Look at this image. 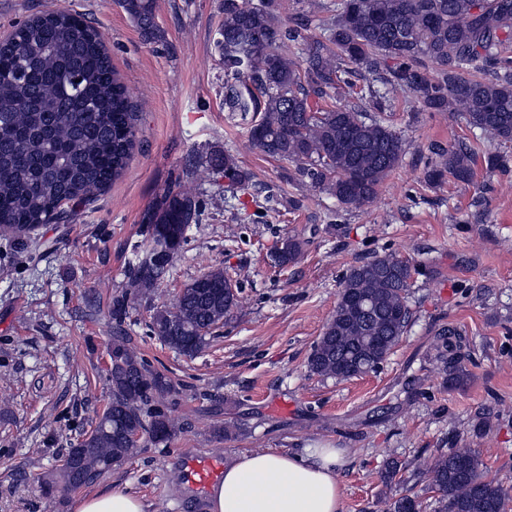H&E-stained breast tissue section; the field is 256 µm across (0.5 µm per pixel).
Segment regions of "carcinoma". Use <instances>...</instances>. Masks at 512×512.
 I'll return each instance as SVG.
<instances>
[{"label": "carcinoma", "instance_id": "cac0c4a2", "mask_svg": "<svg viewBox=\"0 0 512 512\" xmlns=\"http://www.w3.org/2000/svg\"><path fill=\"white\" fill-rule=\"evenodd\" d=\"M127 14L156 36L154 0H122ZM329 12L324 32L307 37L276 9V0H224L215 49L224 61V104L248 125L253 148L295 165L312 184L342 206L373 202L383 180L401 162L402 138L379 112L392 95H413L426 112H458L488 138L512 143V0H307V20ZM440 67L434 78L426 62ZM372 75L360 85L358 69ZM368 100L374 114L335 102L338 96ZM138 114L117 77L103 36L66 8L35 15L0 43V233L29 235L57 222L61 203L95 199L125 170L137 137ZM428 171L438 180L473 176L475 156L461 143L437 148ZM200 181L215 170L231 183L242 174L231 151L210 154ZM202 215L197 193L170 188L144 217L145 238L127 271L124 293L112 303L120 323L129 302L155 287ZM164 244L167 259L155 258ZM302 242L274 254L284 266ZM414 267L392 254L352 267L342 278L336 309L316 342L310 370L349 379L386 360L410 319L408 288ZM228 277L215 268L192 280L170 310L158 312L153 332L168 347L193 357L206 336L239 306L224 294ZM364 298L369 311L350 303ZM122 366L107 373L109 401L91 430L70 441L59 469L61 484L79 489L96 482L136 452L127 434L140 430L166 442L176 426L166 413L175 393L171 380L153 370L123 336L109 349ZM449 382L465 373L458 352L439 350ZM441 512H507L504 483L484 475L471 449H450L428 470ZM389 512H420L402 495Z\"/></svg>", "mask_w": 512, "mask_h": 512}]
</instances>
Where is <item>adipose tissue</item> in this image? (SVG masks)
<instances>
[{
	"label": "adipose tissue",
	"instance_id": "obj_1",
	"mask_svg": "<svg viewBox=\"0 0 512 512\" xmlns=\"http://www.w3.org/2000/svg\"><path fill=\"white\" fill-rule=\"evenodd\" d=\"M341 464L333 448L311 449L304 459L272 450L240 453L225 463L209 512H342ZM75 512H147V506L135 494L115 490L84 497Z\"/></svg>",
	"mask_w": 512,
	"mask_h": 512
}]
</instances>
